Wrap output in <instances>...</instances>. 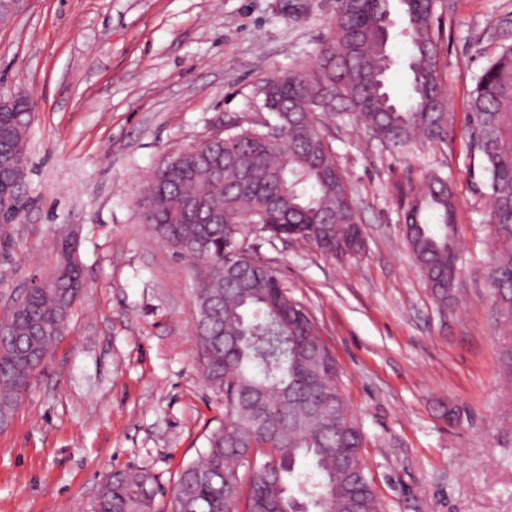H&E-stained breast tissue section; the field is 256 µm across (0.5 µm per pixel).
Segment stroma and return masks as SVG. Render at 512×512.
<instances>
[{"label":"stroma","mask_w":512,"mask_h":512,"mask_svg":"<svg viewBox=\"0 0 512 512\" xmlns=\"http://www.w3.org/2000/svg\"><path fill=\"white\" fill-rule=\"evenodd\" d=\"M336 0H24L0 27V94H31L29 208L0 245V314L75 234L86 286L11 425L0 430V512H90L112 472L171 489L224 419L203 381L190 264L142 218L159 163L269 119L263 88L310 68L334 38ZM443 142L406 150L322 112L320 130L364 229L336 259L291 240L255 255L317 322L364 433L383 512H512V386L487 271L483 160L468 99L503 44L512 0H441ZM448 180L458 290L432 297L404 236L412 187Z\"/></svg>","instance_id":"obj_1"}]
</instances>
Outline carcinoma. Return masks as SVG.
Returning a JSON list of instances; mask_svg holds the SVG:
<instances>
[{
	"label": "carcinoma",
	"mask_w": 512,
	"mask_h": 512,
	"mask_svg": "<svg viewBox=\"0 0 512 512\" xmlns=\"http://www.w3.org/2000/svg\"><path fill=\"white\" fill-rule=\"evenodd\" d=\"M439 0H337L335 43L312 68L266 84L273 123L231 127L162 161L144 198L153 234L190 262L196 288L195 339L206 382L224 394V423L201 458L179 471L174 512H381L362 455L363 432L337 385L334 357L313 319L276 271L253 254L259 241L295 239L345 258L364 248L360 216L316 119L348 116L397 148L448 137L447 101L434 19ZM408 43L407 101L390 90L396 64L392 14ZM35 101L0 108V196L13 221L27 205L23 186ZM467 136L483 159L493 241L488 278L502 323L500 369L512 382V45L476 82ZM453 193L432 176L407 204L404 237L432 297H454L459 246ZM51 277L15 295L0 335V417L62 336L83 288L76 240L59 242ZM251 473L244 483L239 469ZM152 478L117 472L93 512H153Z\"/></svg>",
	"instance_id": "carcinoma-1"
}]
</instances>
